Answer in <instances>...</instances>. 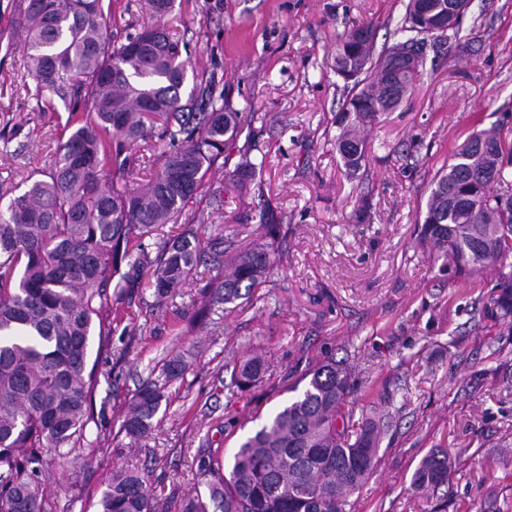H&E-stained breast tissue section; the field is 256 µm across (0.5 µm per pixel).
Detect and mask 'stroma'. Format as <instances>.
I'll return each mask as SVG.
<instances>
[{
	"mask_svg": "<svg viewBox=\"0 0 512 512\" xmlns=\"http://www.w3.org/2000/svg\"><path fill=\"white\" fill-rule=\"evenodd\" d=\"M16 0H0V198L50 167L69 105L36 93L16 26ZM403 0H190L166 25L187 44L189 66L215 74L233 104L258 113L251 156L261 180L230 187L224 169L211 192L160 227L175 238L206 214V234L241 247L257 239L263 212L284 215L288 235L268 282L231 315L187 327L174 310L201 306L214 278L199 264L186 288L157 305L148 285L108 308L112 343L92 351L98 385L95 421L81 448L56 461L44 485L48 512H97L112 467L148 472L176 506L198 483L194 457L207 447L232 455L292 394L291 386L328 356L356 366L349 407L386 416L379 460L350 512H477L497 501L512 512V321L486 319L498 280L488 269L463 279L440 275L417 243L436 172L473 131L512 119V0H470L467 51L427 57L412 93L368 134L366 173L347 179L334 147V115L343 82L332 68L336 39L353 23L377 22V46L392 43L385 22ZM222 192L216 204L214 192ZM371 218L357 224L358 197ZM262 354V383L229 395L233 366ZM192 358L152 431L131 440L121 420L143 381L158 379L165 359ZM433 448H465L466 465L430 499L416 498L411 475Z\"/></svg>",
	"mask_w": 512,
	"mask_h": 512,
	"instance_id": "stroma-1",
	"label": "stroma"
}]
</instances>
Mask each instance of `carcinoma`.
Returning a JSON list of instances; mask_svg holds the SVG:
<instances>
[{
    "label": "carcinoma",
    "mask_w": 512,
    "mask_h": 512,
    "mask_svg": "<svg viewBox=\"0 0 512 512\" xmlns=\"http://www.w3.org/2000/svg\"><path fill=\"white\" fill-rule=\"evenodd\" d=\"M456 0H407L393 34L375 51L376 25L355 23L336 41L334 71L346 91L336 113V152L346 175L366 168L364 133L394 111L423 73L424 50L462 44ZM154 22L135 33H114L112 0H18L17 24L36 92L73 102L70 133L59 141L49 172L30 176L25 190L0 207V512H47L42 484L49 466L83 440L93 421L97 386L89 367L93 336L109 345L102 311L107 289L121 296L142 278L157 303L186 285L201 257L216 270L208 300L189 324L231 314L266 282L276 263L281 225H263L265 242L224 258V236L206 237L187 225L177 238L157 237L176 224L209 173L228 157L253 112L235 109L212 74L198 73L183 91L185 44L163 24L175 0H145ZM151 151L142 178L131 147ZM229 173L233 184L261 176L264 162L248 149ZM439 272L466 277L498 270L497 294L482 308L512 318V123L471 134L453 162L434 176L418 234ZM190 364L167 359L164 383L142 385L120 431L139 439L152 428L166 384ZM268 364L249 354L235 366L230 396L262 382ZM293 400L239 444L230 460L208 448L194 463L203 488L183 495L178 512H346L349 498L376 465L380 421L354 420L349 362L330 357L308 370ZM468 449H431L415 469L418 497L448 485ZM147 475L114 469L98 512H168L147 487Z\"/></svg>",
    "instance_id": "obj_1"
}]
</instances>
